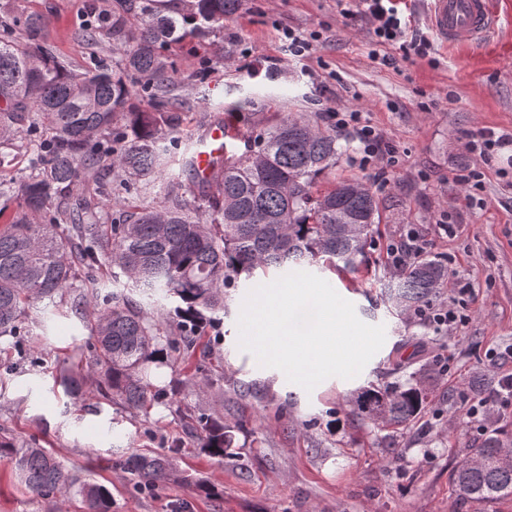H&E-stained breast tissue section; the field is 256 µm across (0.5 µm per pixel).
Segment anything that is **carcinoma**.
I'll return each mask as SVG.
<instances>
[{"instance_id":"carcinoma-1","label":"carcinoma","mask_w":512,"mask_h":512,"mask_svg":"<svg viewBox=\"0 0 512 512\" xmlns=\"http://www.w3.org/2000/svg\"><path fill=\"white\" fill-rule=\"evenodd\" d=\"M120 11L88 25L90 41L106 30L123 52V73L98 68L76 73L50 45L23 46L0 40V149L23 132L44 130L32 172L15 187L0 182V196L16 194L19 210L0 224V339L15 345L25 320L59 313L60 298L80 270L123 283L112 303L85 304L94 342L91 372L112 405L141 409L171 404L177 388L150 380L152 366L190 359L201 344L207 313L224 309V290L271 270L315 267L323 272L370 275L401 315L429 306L448 282V266L425 254L403 270L381 271L371 259L379 199L354 179H327L341 153L333 126L307 115L271 113L266 122L234 116L232 139L209 181L194 177L192 151H171L181 116L167 110L172 64L165 43L205 37L224 29L241 0H194L190 10L164 14L157 0H122ZM13 24L30 38L40 35V15ZM152 92L142 108L133 83ZM93 179L94 205H70L75 188ZM112 211L109 224L89 223V210ZM139 299H134V296ZM173 297L181 318L176 328L147 307ZM177 352L174 357L171 352ZM395 381L370 385L349 398L353 415L373 425L406 428L419 418L430 395L425 369L395 364ZM84 368L64 369L72 397L83 388ZM211 454L222 457L233 436L219 415L194 416ZM0 462L38 496L76 490L87 512H111L107 489L77 482L45 448L0 436ZM123 468L152 487L173 467L167 454H130ZM455 498L486 504L512 498V430L495 427L450 475Z\"/></svg>"}]
</instances>
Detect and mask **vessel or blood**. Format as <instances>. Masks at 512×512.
Returning a JSON list of instances; mask_svg holds the SVG:
<instances>
[{"label":"vessel or blood","mask_w":512,"mask_h":512,"mask_svg":"<svg viewBox=\"0 0 512 512\" xmlns=\"http://www.w3.org/2000/svg\"><path fill=\"white\" fill-rule=\"evenodd\" d=\"M429 22L446 42H470L487 34L494 26L489 0H430ZM228 130L223 122L207 125L199 136L193 155L198 179L211 178L224 156Z\"/></svg>","instance_id":"1"}]
</instances>
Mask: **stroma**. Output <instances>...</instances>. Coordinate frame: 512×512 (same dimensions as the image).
<instances>
[{"mask_svg": "<svg viewBox=\"0 0 512 512\" xmlns=\"http://www.w3.org/2000/svg\"><path fill=\"white\" fill-rule=\"evenodd\" d=\"M492 32L461 45L434 38L430 56L384 65L370 56L364 24L342 15L338 0H242L221 33L170 42L164 54L174 69L171 111L182 133L201 132L217 112H288L315 115L357 110L396 156L360 165L358 141L339 156L333 176L355 177L381 201L378 246L397 243L416 229L448 275L473 290L462 301L466 322L437 328L417 314L400 317L380 302L373 281L336 276V291L360 320L384 326L386 340L363 371L331 377L312 391L283 372L260 366L238 344L237 320L253 284L230 289L227 312L213 316L220 367L198 363L172 404L117 412L89 391L67 396L57 380L74 361L91 365L89 331L70 312L74 298L120 284L78 273L63 298L64 314L48 326L26 323L28 334L9 365L0 364V435L49 450L78 480L107 487L112 512H474L460 505L449 475L461 451L477 442L489 415L512 427V401L492 403L476 418L465 413L476 399V369H489L490 352L512 372V153L488 161L467 144L484 129L512 130V0H490ZM118 0H0V22L38 14L44 36L77 72L98 64L119 67L107 35L83 40L92 9L118 8ZM319 31L304 55L284 51L281 29ZM484 173L482 202L469 206L457 174ZM508 177H501V170ZM457 227L446 237L445 224ZM411 368L430 365L432 394L420 420L404 430H383L353 416L350 394L393 380L396 359ZM456 406L459 419L448 414ZM219 413L233 435L228 455H209L185 419L190 412ZM152 454L176 449L174 475L141 490L113 457L114 449ZM0 512H86L81 496L30 493L10 466L0 463Z\"/></svg>", "mask_w": 512, "mask_h": 512, "instance_id": "stroma-1", "label": "stroma"}]
</instances>
